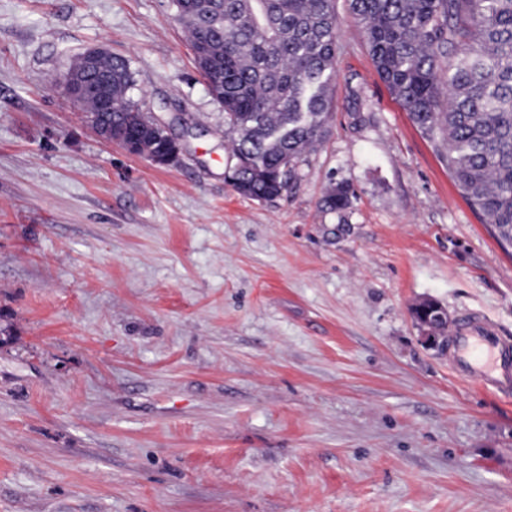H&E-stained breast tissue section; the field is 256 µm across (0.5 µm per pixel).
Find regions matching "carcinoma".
I'll list each match as a JSON object with an SVG mask.
<instances>
[{
    "label": "carcinoma",
    "instance_id": "carcinoma-1",
    "mask_svg": "<svg viewBox=\"0 0 512 512\" xmlns=\"http://www.w3.org/2000/svg\"><path fill=\"white\" fill-rule=\"evenodd\" d=\"M197 68L224 108L235 166L228 183L258 201L290 188L297 166L326 133L338 21L333 0H172ZM380 79L444 151L472 206L512 246V0H350ZM87 120L152 153L159 128L128 98L129 63L106 55L82 72ZM112 102L107 112L103 103ZM353 187L334 184L332 211ZM427 300L417 324L448 343V315Z\"/></svg>",
    "mask_w": 512,
    "mask_h": 512
}]
</instances>
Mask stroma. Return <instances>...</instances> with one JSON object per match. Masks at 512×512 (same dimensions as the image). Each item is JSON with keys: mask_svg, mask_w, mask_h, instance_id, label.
<instances>
[{"mask_svg": "<svg viewBox=\"0 0 512 512\" xmlns=\"http://www.w3.org/2000/svg\"><path fill=\"white\" fill-rule=\"evenodd\" d=\"M334 7L328 133L256 201L171 0H0V512H512V399L412 315L512 336V248ZM99 44L178 164L56 87ZM356 199L353 187L345 182L334 184L324 197V205L332 211H342L349 208Z\"/></svg>", "mask_w": 512, "mask_h": 512, "instance_id": "obj_1", "label": "stroma"}]
</instances>
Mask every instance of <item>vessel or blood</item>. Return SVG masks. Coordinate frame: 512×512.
Returning <instances> with one entry per match:
<instances>
[{
    "mask_svg": "<svg viewBox=\"0 0 512 512\" xmlns=\"http://www.w3.org/2000/svg\"><path fill=\"white\" fill-rule=\"evenodd\" d=\"M449 362L461 378L492 393L512 396V338L475 314L462 316L448 338Z\"/></svg>",
    "mask_w": 512,
    "mask_h": 512,
    "instance_id": "obj_1",
    "label": "vessel or blood"
}]
</instances>
